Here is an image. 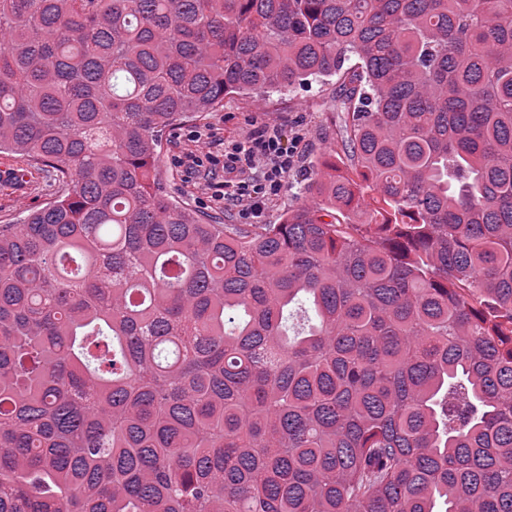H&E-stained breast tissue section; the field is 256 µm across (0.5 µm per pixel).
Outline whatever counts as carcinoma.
<instances>
[{
	"label": "carcinoma",
	"instance_id": "obj_1",
	"mask_svg": "<svg viewBox=\"0 0 512 512\" xmlns=\"http://www.w3.org/2000/svg\"><path fill=\"white\" fill-rule=\"evenodd\" d=\"M349 75L254 230L153 171ZM0 512H512V0H0ZM20 165L24 177L19 182L11 181L22 175L20 172L0 175V224H15L32 207L50 201L58 190L54 177L32 158L25 160L9 152L0 153L1 166Z\"/></svg>",
	"mask_w": 512,
	"mask_h": 512
}]
</instances>
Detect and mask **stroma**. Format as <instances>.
Masks as SVG:
<instances>
[{
    "instance_id": "stroma-1",
    "label": "stroma",
    "mask_w": 512,
    "mask_h": 512,
    "mask_svg": "<svg viewBox=\"0 0 512 512\" xmlns=\"http://www.w3.org/2000/svg\"><path fill=\"white\" fill-rule=\"evenodd\" d=\"M339 86L335 81L312 82L288 93L258 97H225L223 106L204 118L185 121L166 131L158 150L157 178L164 189L188 209L211 215L228 224L241 223L237 210L215 205L207 191L208 182L222 179L221 172L206 174L181 164L182 152L194 149L193 132L207 134L204 151L223 155L249 131L260 126L281 128L296 138L295 165L282 192L266 205L263 223L276 224L288 208L305 202L303 185L317 165L336 150L342 138V122L336 112ZM19 166L24 177L14 182L0 180V224H13L32 207L50 201L58 190L53 176L32 159L0 153V166Z\"/></svg>"
}]
</instances>
